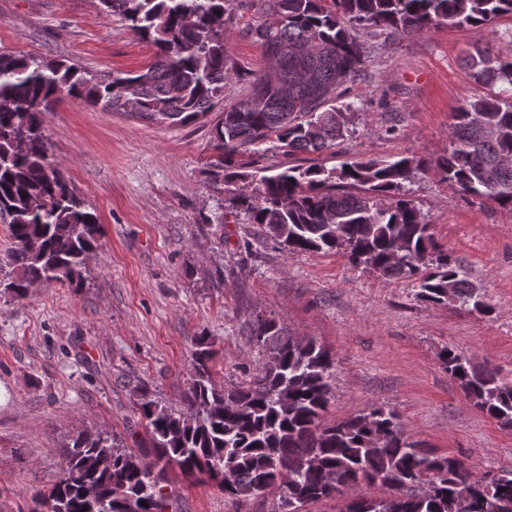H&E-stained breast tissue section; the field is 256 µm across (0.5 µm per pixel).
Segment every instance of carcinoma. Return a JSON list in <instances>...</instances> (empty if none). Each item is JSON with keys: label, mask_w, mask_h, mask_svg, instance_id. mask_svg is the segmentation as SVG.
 Instances as JSON below:
<instances>
[{"label": "carcinoma", "mask_w": 512, "mask_h": 512, "mask_svg": "<svg viewBox=\"0 0 512 512\" xmlns=\"http://www.w3.org/2000/svg\"><path fill=\"white\" fill-rule=\"evenodd\" d=\"M155 47L140 74L101 78L38 55L0 52V222L10 247L3 292L21 299L45 283H81L102 225L73 192L49 153L41 115L62 95L151 122L189 125L224 98V83L245 77L249 93L224 109L212 129L215 176L233 178L234 155L279 143L287 155L322 152L344 140L351 121L336 107L339 89L360 75L365 37L388 31L418 35L440 25L478 28L512 14V0H258L265 20L246 36L277 69L242 73L225 32L234 0H100ZM474 79L503 90L455 113L448 153L437 167L458 191L512 207V58L478 48L466 60ZM414 160L358 158L325 170L290 166L260 178L254 196L237 199L249 223L289 253L323 252L381 278H408L416 297L485 312L467 281L429 232L421 211L399 196ZM252 341L266 361L244 386H217L207 338L192 353L191 382L179 410L141 393L154 456L146 460L108 435L81 431L62 450L56 481L35 494L29 512L52 497L59 512H164L166 472L205 474L224 494L279 490L276 512H306L343 488L378 485L388 498L362 495L342 512H512V469L477 477L458 458L438 456L405 432L399 415L375 406L323 422L336 358L314 339L282 337L274 320L256 318ZM439 360L473 405L512 428V383L476 366L456 347Z\"/></svg>", "instance_id": "obj_1"}]
</instances>
